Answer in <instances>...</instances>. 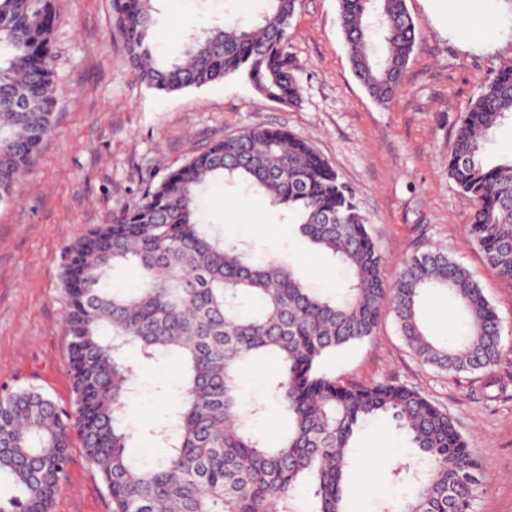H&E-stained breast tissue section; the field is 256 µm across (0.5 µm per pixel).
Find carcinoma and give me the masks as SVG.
I'll return each instance as SVG.
<instances>
[{"instance_id": "1", "label": "carcinoma", "mask_w": 512, "mask_h": 512, "mask_svg": "<svg viewBox=\"0 0 512 512\" xmlns=\"http://www.w3.org/2000/svg\"><path fill=\"white\" fill-rule=\"evenodd\" d=\"M153 2L119 0L126 54L147 87L174 93L243 74L268 99L299 100L288 54L297 0H265L252 22L215 25L171 62L149 39ZM56 22L53 0H0V202L53 129ZM338 22L354 76L389 101L417 38L406 0H339ZM509 114L511 63L493 71L462 116L448 176L476 203L470 236L512 282V158L484 160L492 129ZM237 179L297 216L302 236L346 272L343 294L310 288L293 266L260 262L200 222L202 189ZM124 266L137 268L139 280L111 285ZM62 286L74 411L34 386L0 396V512H50L73 431L112 512H346L350 442L378 416L390 417L425 460L404 471L414 492L400 512H473L484 476L445 411L406 385L340 384L323 365L372 336L389 308L423 364L489 373L502 350L498 317L443 250L412 256L387 283L356 192L288 131L253 128L208 144L75 241ZM430 288L447 290L464 310L466 333L452 342L421 327L419 300ZM131 348L178 363L177 375L157 385L177 406L142 433L125 418L138 391ZM263 362L273 364V395L288 416L272 444L254 431L262 406L242 393L244 368Z\"/></svg>"}]
</instances>
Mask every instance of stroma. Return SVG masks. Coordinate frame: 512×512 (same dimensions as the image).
<instances>
[{
	"label": "stroma",
	"mask_w": 512,
	"mask_h": 512,
	"mask_svg": "<svg viewBox=\"0 0 512 512\" xmlns=\"http://www.w3.org/2000/svg\"><path fill=\"white\" fill-rule=\"evenodd\" d=\"M56 105L52 133L31 172L0 203V391L35 386L69 408L74 394L64 330L67 299L61 259L77 238L133 206L147 187L210 141L256 127H287L307 141L353 187L395 280L413 255L442 247L471 273L502 327V352L492 372L447 374L423 365L398 333L392 312L373 335L336 352L325 371L342 383L388 380L419 391L453 419L485 476L475 512H512V284L488 264L467 229L475 207L448 176V148L460 119L491 71L512 62V0H487L497 23L483 41L459 40L442 0H407L418 36L401 87L384 104L353 76L338 23V0H298L288 52L301 98L283 104L259 95L242 76L200 89L148 88L124 49L117 0H55ZM258 0H158L154 40L167 58L180 55L192 30L232 10L252 17ZM203 222L256 255L293 264L315 288L344 284L333 262L310 250L296 224L240 185L204 193ZM420 318L432 336L455 338L464 318L444 292L430 291ZM495 386H488V379ZM247 398L263 411L257 428L274 439L287 425L268 390V370L247 368ZM381 456L375 482L347 488L351 512H382L411 494L397 471L418 462L407 435L388 418L364 423L351 452L352 470L366 466L363 448ZM51 512H111L80 441Z\"/></svg>",
	"instance_id": "obj_1"
}]
</instances>
